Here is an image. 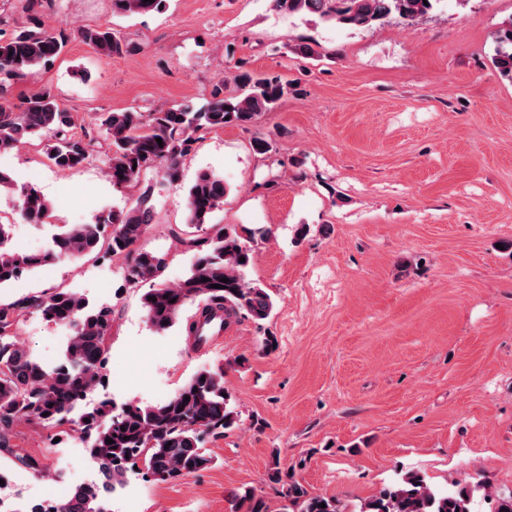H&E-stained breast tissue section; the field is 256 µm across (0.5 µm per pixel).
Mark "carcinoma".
Returning a JSON list of instances; mask_svg holds the SVG:
<instances>
[{
	"mask_svg": "<svg viewBox=\"0 0 512 512\" xmlns=\"http://www.w3.org/2000/svg\"><path fill=\"white\" fill-rule=\"evenodd\" d=\"M166 0H112L113 11L125 17L159 12ZM441 0H272L275 10L290 15L314 16L323 23L349 29L372 28L389 18L409 25L431 12ZM81 40L99 55L131 53L136 46L112 28H82ZM492 56L500 73L512 77V22L497 33ZM66 40L43 28L22 29L0 39V74L18 77L60 56ZM237 90L230 95L215 92L206 105H165L146 115L134 111L101 114L98 137L108 142L109 175L117 190L137 186L142 176L155 170L160 180L149 184L132 207L101 212L88 224L63 225L51 246L39 253L9 245V228L0 224V286L8 285L38 267L62 259L94 255L126 259L125 279L132 285L154 282L166 268L165 255L137 247L153 223L157 190L179 184L182 163L201 131L226 126L246 127L273 111L288 86L276 77L237 66ZM76 120L60 108L48 90L29 96L17 109L0 103V156L18 145L47 142V157L60 169H77L93 157L95 139L87 132H72ZM162 143H157V139ZM14 198L22 216L31 224H43L50 203L33 184L17 185L0 169V192ZM228 189L221 176L200 172L187 189V224L203 236H183L173 230L189 250L204 249L188 275L172 285L159 284L142 296L148 322L157 333L179 324L192 337L217 313L224 325L237 315L257 321L267 319L275 308L272 295L260 284L246 279L256 237L266 231L235 224H214V213L224 206ZM227 278L225 288L217 284ZM37 313L49 323L72 328L62 360L45 365L31 357L17 342L21 312ZM114 309L89 306L71 290L25 296L13 303L0 302V452L10 451L9 432L14 421L25 417L41 424L75 425L88 443L91 459L103 476L100 490L84 485L64 499L43 501L26 512H102L101 499L125 482L128 465L142 462L146 474L156 480L177 481L211 464L203 447L207 434L222 435L234 428L238 412L224 387V371L197 372L170 399L141 406L126 404L119 411L101 402L79 417L72 414L103 384L109 360L108 332ZM114 443L109 444L107 440ZM282 485L281 512H342L339 501L310 493L301 483L280 471L271 475ZM495 496L497 512H512V490H489L482 481L464 480L452 488L433 487L426 477L407 472L361 505L360 512H471L475 495ZM235 512H271L270 505L250 490L233 494Z\"/></svg>",
	"mask_w": 512,
	"mask_h": 512,
	"instance_id": "1",
	"label": "carcinoma"
}]
</instances>
